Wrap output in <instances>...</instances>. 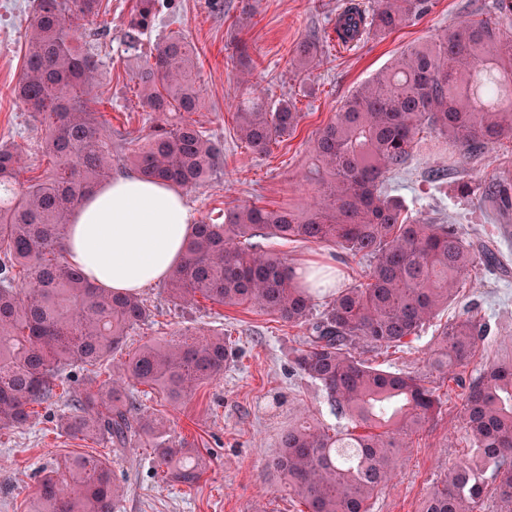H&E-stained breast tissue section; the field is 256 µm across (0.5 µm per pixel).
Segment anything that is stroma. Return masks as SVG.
Segmentation results:
<instances>
[{
    "label": "stroma",
    "instance_id": "35a3bbf8",
    "mask_svg": "<svg viewBox=\"0 0 512 512\" xmlns=\"http://www.w3.org/2000/svg\"><path fill=\"white\" fill-rule=\"evenodd\" d=\"M223 2L218 11L212 0H174L173 12L161 15L131 49L125 32L135 0H103L110 30L93 43L103 61L93 94L102 99L101 110L117 133L112 140L116 159L128 153L131 138L148 129L147 114L132 89L138 65L170 32L182 33L191 43L205 102L195 118L223 150L220 172L185 195L198 221L218 220L225 207L236 204L275 208L287 203L306 209L313 191L302 174L311 161L313 140L355 88L411 44L432 40L471 13L495 18L512 35V15L500 14L496 0H432L428 13L415 24L383 39L368 36L350 47L336 44V15L344 0ZM32 6V0H0V144L20 154L26 178L51 168L39 148L32 117L13 94L25 61ZM310 38L318 39L324 52L312 73L303 76L294 66L293 50ZM241 40L249 47L245 61L235 49ZM252 91L269 104L295 101L301 114L296 133L267 156L251 154L233 132L237 106ZM436 167L448 170V183L440 189L426 180L427 171ZM503 171L512 172V142L468 163L424 141L388 185L409 214L454 225L467 243L493 249L498 261L477 266L460 283L455 302L422 327L414 349H364L363 358L379 368L429 381L440 400L435 418L407 435L397 476L372 500L370 512H419L449 465L467 453L462 390L442 384L426 362L443 327L474 305L491 327L488 340L461 369L463 379L477 376L485 365L512 360V214H499L480 189L484 180ZM464 181L470 187L465 195L458 190ZM141 295L152 318L132 331L129 348L169 339L181 328L223 332L237 344L223 378L202 384L181 405L172 406L154 393L136 397L134 416L156 417L168 436L200 449L207 461L204 475L191 488L169 481L157 465L155 449L136 436L124 448L69 437L56 427V416L64 408L59 402L40 410L22 428L0 430V512H28L41 469L73 453L108 459L125 489L122 512H300L298 500L284 491L267 462L282 433L300 415L329 428L339 424L320 387L291 367L290 352L302 346L306 328L248 305L218 306L202 300L182 311L158 283Z\"/></svg>",
    "mask_w": 512,
    "mask_h": 512
}]
</instances>
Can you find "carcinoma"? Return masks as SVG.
<instances>
[{
  "label": "carcinoma",
  "instance_id": "obj_1",
  "mask_svg": "<svg viewBox=\"0 0 512 512\" xmlns=\"http://www.w3.org/2000/svg\"><path fill=\"white\" fill-rule=\"evenodd\" d=\"M431 0H346L336 37L356 43L413 23ZM101 0H37L27 54L14 95L41 132L52 167L44 177L20 178L21 157L0 145V429L28 424L41 406L59 397L72 373L96 385L72 395L57 427L70 437L125 447L132 435L157 450L174 481L191 487L201 478L202 454L173 441L160 420L132 418L137 386L157 391L171 405L224 375L233 361L222 333L184 330L166 342L125 352L130 331L151 311L138 294L96 288L65 256L67 224L87 193L112 178V134L90 96L101 58L76 44L85 22L100 16ZM169 0H137L126 42L133 46ZM489 18L466 19L432 41L408 47L358 86L314 141L305 182L317 203L234 205L221 223L194 225L184 256L164 281L169 299L184 307L197 295L219 306L250 304L295 326L304 347L291 351L296 369L320 385L330 411L346 426L329 431L306 417L288 428L269 462L301 501L304 512H369L370 501L396 476L405 436L435 417L436 388L409 373L380 369L358 349L407 347L421 327L457 296L475 257L447 224L405 214L403 202L383 190L405 169L422 134L464 159L512 142V44ZM319 41L306 39L293 61L310 69ZM196 61L188 41L171 33L134 76L148 109L151 132L132 139L122 165L147 180L182 190L203 185L222 164V153L192 114L204 108ZM168 112L181 120L163 125ZM301 113L282 100L272 106L247 98L235 112V133L254 155L292 136ZM484 198L512 211V175L481 184ZM303 241L368 256L366 282L326 288L318 270L302 283L288 257L265 248L268 239ZM331 297L313 315L315 299ZM476 314L441 332L429 358L442 379L463 389L467 458L424 500L421 512H480L486 474L497 483L496 512H512V362L488 365L463 382L465 367L487 336ZM126 357H121V354ZM124 490L107 460L75 454L40 482L30 512H121Z\"/></svg>",
  "mask_w": 512,
  "mask_h": 512
}]
</instances>
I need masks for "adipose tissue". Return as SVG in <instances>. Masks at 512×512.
Returning a JSON list of instances; mask_svg holds the SVG:
<instances>
[{
  "instance_id": "adipose-tissue-1",
  "label": "adipose tissue",
  "mask_w": 512,
  "mask_h": 512,
  "mask_svg": "<svg viewBox=\"0 0 512 512\" xmlns=\"http://www.w3.org/2000/svg\"><path fill=\"white\" fill-rule=\"evenodd\" d=\"M192 221L175 187L119 173L74 212L66 257L98 287L138 292L181 260Z\"/></svg>"
}]
</instances>
